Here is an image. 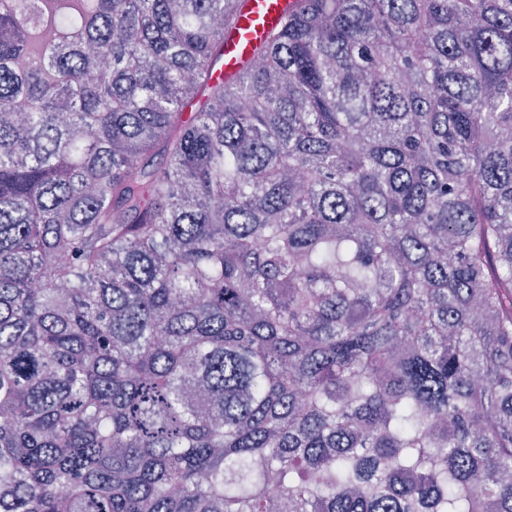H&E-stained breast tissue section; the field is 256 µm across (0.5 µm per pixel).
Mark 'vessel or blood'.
<instances>
[{
	"label": "vessel or blood",
	"instance_id": "obj_1",
	"mask_svg": "<svg viewBox=\"0 0 512 512\" xmlns=\"http://www.w3.org/2000/svg\"><path fill=\"white\" fill-rule=\"evenodd\" d=\"M288 0H249V10L241 22V31L225 41L224 56L219 64L221 71L237 68L240 61L258 44L267 26L272 25L285 9Z\"/></svg>",
	"mask_w": 512,
	"mask_h": 512
}]
</instances>
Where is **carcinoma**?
<instances>
[{
	"instance_id": "obj_1",
	"label": "carcinoma",
	"mask_w": 512,
	"mask_h": 512,
	"mask_svg": "<svg viewBox=\"0 0 512 512\" xmlns=\"http://www.w3.org/2000/svg\"><path fill=\"white\" fill-rule=\"evenodd\" d=\"M0 0V512H512V0ZM249 10L241 22L242 31L230 40L224 41V56L220 70L230 72L258 44L266 27L272 25L285 9L289 0H248Z\"/></svg>"
}]
</instances>
